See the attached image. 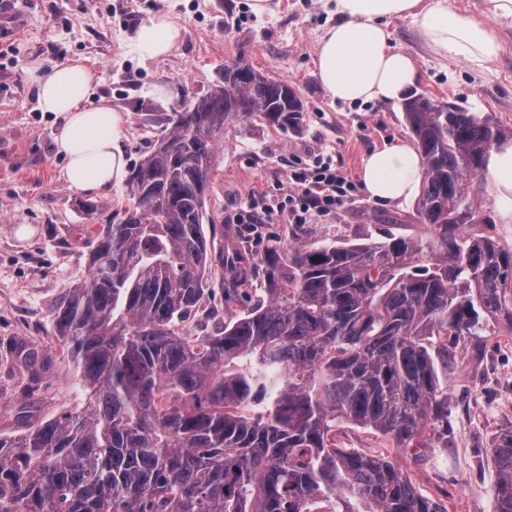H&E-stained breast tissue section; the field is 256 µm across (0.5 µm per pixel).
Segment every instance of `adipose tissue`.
<instances>
[{
	"instance_id": "1",
	"label": "adipose tissue",
	"mask_w": 512,
	"mask_h": 512,
	"mask_svg": "<svg viewBox=\"0 0 512 512\" xmlns=\"http://www.w3.org/2000/svg\"><path fill=\"white\" fill-rule=\"evenodd\" d=\"M336 21L320 37L314 64L326 94L344 102H391L418 77L414 59L393 45L390 22L414 18L433 51L468 61L491 63L503 50L490 18L512 19V0H488L489 19L464 16L448 0H335ZM182 29L164 13L148 17L130 39V53L143 60L168 55ZM42 111L61 114L54 152L65 161L64 179L81 190H101L121 183L127 162L119 146L124 113L99 93L95 70L77 59L36 76ZM422 161L405 140L368 152L360 179L375 201L400 205L421 187ZM482 179L500 212L512 217V141L488 156Z\"/></svg>"
}]
</instances>
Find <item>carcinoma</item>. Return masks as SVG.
Wrapping results in <instances>:
<instances>
[{
	"label": "carcinoma",
	"instance_id": "obj_1",
	"mask_svg": "<svg viewBox=\"0 0 512 512\" xmlns=\"http://www.w3.org/2000/svg\"><path fill=\"white\" fill-rule=\"evenodd\" d=\"M401 110L422 163L413 211L426 241L288 245L267 300L214 333L187 337L219 266L224 301L243 258L213 255L204 225L216 147L232 119L283 129L296 91L248 64H224L206 92L158 115L131 168L127 205L96 235L86 278L59 297L55 336L84 406L0 435V512H445L383 455L336 444V423L395 448L448 447V341L512 332V249L470 231L468 190L507 139L488 115L423 94ZM39 377L52 359L20 349ZM494 512H512V428L492 449Z\"/></svg>",
	"mask_w": 512,
	"mask_h": 512
}]
</instances>
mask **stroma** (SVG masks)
I'll return each mask as SVG.
<instances>
[{
	"mask_svg": "<svg viewBox=\"0 0 512 512\" xmlns=\"http://www.w3.org/2000/svg\"><path fill=\"white\" fill-rule=\"evenodd\" d=\"M273 9L255 14L251 0H24L25 25L0 34V434L12 432L20 410L30 422L59 413L80 401V388L51 316L60 293L84 279L99 224L124 202L125 185L83 191L61 175L62 158L53 151L59 117L38 106L34 73H47L74 58L95 68L99 93L125 112L120 147L135 164L150 146L157 127L153 113L170 111L183 96L207 90L224 64L236 59L296 89L306 112L295 130L237 119L224 127L207 209L217 217L208 228L223 243L241 203L287 188V175L335 159L358 181L364 154L398 138H410L395 103H343L326 94L314 65L323 29L336 21L335 0H272ZM163 11L182 28L183 39L170 55L142 60L128 40L149 15ZM506 50L495 62H460L436 54L412 18L391 23L394 45L415 60L416 91L432 99L493 117L512 131V20L497 24ZM167 88L160 101L151 86ZM96 204L88 215L80 201ZM391 216L388 224L378 215ZM413 205L389 207L357 190L355 200L326 224H247L235 229L253 262L249 294L228 304L219 279L214 294L185 327L196 335L247 313L268 279V259L276 246L301 242L372 243L387 236L420 238L423 226ZM24 344L50 354L55 365L34 383L15 358ZM448 445L412 457L391 448L372 430L345 424L338 442L345 448L382 453L406 470L423 495L446 512H493L491 459L495 437L512 427V335L498 332L453 348L448 359Z\"/></svg>",
	"mask_w": 512,
	"mask_h": 512,
	"instance_id": "stroma-1",
	"label": "stroma"
}]
</instances>
